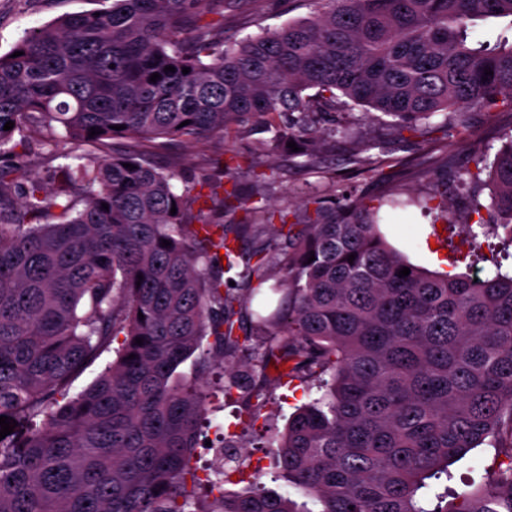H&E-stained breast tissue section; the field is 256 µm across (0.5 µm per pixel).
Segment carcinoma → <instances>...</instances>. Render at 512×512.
<instances>
[{
    "label": "carcinoma",
    "mask_w": 512,
    "mask_h": 512,
    "mask_svg": "<svg viewBox=\"0 0 512 512\" xmlns=\"http://www.w3.org/2000/svg\"><path fill=\"white\" fill-rule=\"evenodd\" d=\"M102 2L0 55V416L17 422L0 439V512H296L265 490L198 495L190 460L217 365L254 416L271 366L323 391L271 436L282 474L321 512H512V275L429 273L357 200L245 251L261 212L224 223L221 184L179 191L142 151L294 114L280 138L312 157V125L334 120L340 96L398 131L512 109V42L467 41L478 21L512 22V0H313L308 18L231 42L206 18L247 0ZM34 137L64 160L53 188L30 168ZM474 162L493 209L472 201V243L512 224V135ZM271 279L277 306L253 309ZM120 336L112 364L60 403ZM486 441L505 461L480 487L452 507L426 489Z\"/></svg>",
    "instance_id": "carcinoma-1"
}]
</instances>
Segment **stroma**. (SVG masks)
<instances>
[{
	"label": "stroma",
	"instance_id": "35a3bbf8",
	"mask_svg": "<svg viewBox=\"0 0 512 512\" xmlns=\"http://www.w3.org/2000/svg\"><path fill=\"white\" fill-rule=\"evenodd\" d=\"M96 0H0V53L8 52L25 31L41 27L58 17L96 9ZM310 0H248L224 12V36L241 40L289 21L307 18ZM464 118L472 131L469 141L444 136L438 126L443 115L418 121L415 131L397 134L389 117L366 112L357 106H338L336 129L326 134L324 146L313 158L292 152L272 140L255 125L229 133L224 138L202 137L194 142L172 141L151 150L149 161L165 169L175 166L179 181H218L233 193L224 221L240 224L245 207L264 208L271 224L247 237L256 246L277 234L282 224L293 223L295 212L306 203L324 201L341 208L346 198L361 200L375 213L379 230L393 249L416 266L444 273L457 270L485 275L494 266L512 272V229L499 227L494 237L478 247L465 243L460 228H441L439 211L413 205V198H429L436 189L448 191V204L457 218H465L471 197L490 204L487 182L474 181L471 153L478 148L498 149L512 134V110L494 114L468 112ZM224 380L212 374L211 393L204 430L210 447L196 448L190 466L204 480L201 495H208V482L217 480L225 494H237L253 485L290 497L298 512H319L320 504L281 477L271 449L262 445L267 424L285 428L296 408L318 397L307 382H275L258 419H250L249 403L242 390L223 394ZM239 437L237 458L242 467L235 478L219 479L215 442L225 431ZM498 460L496 448L484 444L448 467L449 495L466 491L469 483H482L486 469Z\"/></svg>",
	"mask_w": 512,
	"mask_h": 512
}]
</instances>
